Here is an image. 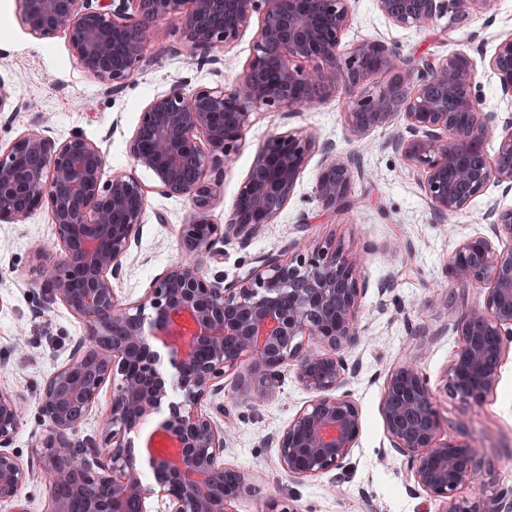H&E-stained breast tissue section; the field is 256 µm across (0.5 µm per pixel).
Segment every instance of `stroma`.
Returning <instances> with one entry per match:
<instances>
[{
  "mask_svg": "<svg viewBox=\"0 0 512 512\" xmlns=\"http://www.w3.org/2000/svg\"><path fill=\"white\" fill-rule=\"evenodd\" d=\"M350 5L353 22L342 39V51L380 41L413 63L466 55L476 65L485 108L512 110V103L501 98L489 66L496 46L512 36V0H497L489 15L475 13L462 22L441 19L427 31L394 25L379 11L376 0H351ZM257 31V22H250L235 42L218 50L223 65L196 69L187 64L184 41L175 25L160 22L143 70L115 94L78 66L67 31L35 36L24 20L20 0H0V79L19 99L11 120L0 121V144H9L27 131L48 130L59 139L80 133L100 146L109 169L132 171L149 187L140 244L125 261L122 275L112 282L123 301L137 300L157 275L180 260L179 231L191 216L188 200L153 191L152 174L131 164L127 143L141 112L154 96L176 84L189 92L204 86L231 87L250 58ZM85 99L92 101L91 109H80ZM348 105L346 98L333 97L291 115L253 110L210 207L211 221L224 223L259 147L274 132L312 133L320 141L334 143L339 152L358 157L365 170L350 188L358 207L325 215L315 193L323 156L314 153L274 222L263 225L248 243L235 238L225 242L223 262L208 268L212 278L246 279L268 256L292 248L298 239L315 245L331 243L363 260L361 340L350 351L358 371L347 380L361 410V431L346 471L297 480L280 468L271 438L311 398L297 382L292 364L282 368L279 392L255 409L235 403V381L226 376L223 391L205 398L201 409L218 423L231 424L222 461L248 473L260 489L259 496L240 498L235 512H262L267 495L285 501L294 512H438L437 501L409 492L407 468L392 457L379 412L385 380L407 355L418 361L436 396L441 438L479 445L481 464L491 471L496 487H512V348L482 403L461 401L444 388L445 371L459 341L448 316L462 314L484 299L482 291L453 281L446 269L448 256L461 239L488 233L481 215L493 203L512 207V191L489 184L462 213L438 216L420 188V175L389 145L391 136L404 126L403 115L358 139L344 123ZM161 215L166 218L162 224L157 221ZM304 215L310 216V223H301ZM37 242L51 250L56 247L55 228L46 211L36 212L24 224L0 223V390L23 394L27 400L26 417L10 450L35 470L23 489L29 512H46L49 485L32 446L46 434L37 398L46 379L83 337L84 325L61 302L51 300L30 253ZM396 248L402 254L393 262L389 254ZM20 335L27 344L19 351L14 344Z\"/></svg>",
  "mask_w": 512,
  "mask_h": 512,
  "instance_id": "stroma-1",
  "label": "stroma"
}]
</instances>
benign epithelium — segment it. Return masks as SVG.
I'll use <instances>...</instances> for the list:
<instances>
[{"mask_svg":"<svg viewBox=\"0 0 512 512\" xmlns=\"http://www.w3.org/2000/svg\"><path fill=\"white\" fill-rule=\"evenodd\" d=\"M496 0H377L395 25L423 30L440 19L463 21L489 13ZM33 34L69 33L78 65L112 93L143 69L145 50L160 20L180 30L192 65L216 64L212 52L248 27L260 26L241 78L230 88L175 84L142 110L128 141L133 167L154 176L153 190L184 197L193 206L182 225V258L155 278L132 303L112 280L139 242L148 188L134 176H105L101 148L81 134L59 140L41 132L0 146V223L24 224L48 211L59 251L32 250L59 300L84 324V337L45 381L38 410L49 436L38 441L50 485L48 512H150L157 496L166 512H234L233 504L260 489L249 475L220 462L224 427L198 409L201 401L236 378L237 397L260 406L279 389L284 364L313 395L276 438L278 464L289 476L312 479L343 470L361 430V412L348 391L354 370L348 351L360 339L361 259L327 244L294 243V253L267 258L254 276L210 279L204 265L221 259L217 244L248 241L288 205L310 157L321 152L316 194L327 212L358 205L351 182L364 170L352 154L312 134L270 135L256 153L225 224L209 207L219 181L211 178L232 160L251 111L300 112L333 95L355 97L375 72L393 78L344 112L351 133L405 118L391 145L421 174L433 210L455 215L491 182L512 190V117L486 111L475 69L465 55L425 59L412 74L393 48L365 41L340 49L353 22L350 0H22ZM490 67L501 97L512 100V37L496 47ZM499 139L496 154L486 143ZM493 235L512 236V208L491 205L483 216ZM447 268L461 285L485 290L484 303L453 318L459 343L445 371L450 395L481 403L494 388L512 343V249L491 236L461 240ZM160 344L165 354L154 349ZM112 401L102 418L107 441L79 449L78 431L99 402L107 380ZM168 412H163V408ZM393 450L405 457L411 490L442 504L441 512H512V489L470 501L464 486L488 488L489 471L477 463L478 446L441 441L435 396L417 360L387 376L379 406ZM26 401L0 391V502L28 512L22 490L33 477L6 451L25 416ZM159 418L146 442L145 467L131 454L132 436Z\"/></svg>","mask_w":512,"mask_h":512,"instance_id":"7a95c632","label":"benign epithelium"}]
</instances>
